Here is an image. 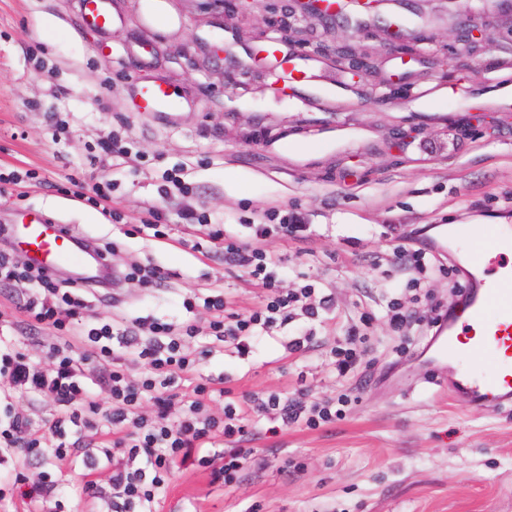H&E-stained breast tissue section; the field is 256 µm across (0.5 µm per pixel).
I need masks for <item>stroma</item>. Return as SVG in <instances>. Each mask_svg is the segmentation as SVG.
I'll return each mask as SVG.
<instances>
[{"label":"stroma","mask_w":512,"mask_h":512,"mask_svg":"<svg viewBox=\"0 0 512 512\" xmlns=\"http://www.w3.org/2000/svg\"><path fill=\"white\" fill-rule=\"evenodd\" d=\"M167 3L173 28L145 20L141 0H112L120 20L98 31L80 26V0H0V166L38 175L21 201H0V224L36 211L112 243L115 263L163 266L172 274L165 286L129 281L86 299L104 322L146 317L178 330L209 321L205 297L243 314L266 296L225 263L212 235L248 237L273 208L299 214L308 229L273 242L284 257L274 276L288 288L315 285L330 307L263 336L245 356L204 331L189 338L179 391L208 404L222 389L238 401L343 388L354 401L341 420L316 428L274 434L269 421L250 419L240 445L251 455L229 482L216 475L220 461L173 458L155 512H512V403L464 405L426 356L395 358L402 338L419 336L431 304L462 308L471 281L437 264L416 291L392 256L415 228L424 230L415 247L430 252L438 224L512 225V0H381L372 13L347 0L343 22L305 16L299 0ZM472 26L488 36L469 49L457 34ZM272 41L278 54L265 51ZM348 44L371 62L357 81L336 61ZM286 54L314 61L306 83L290 90L277 81ZM143 80L175 87L176 120L135 112ZM60 117L69 127L57 144ZM412 127L415 138L400 142ZM117 130L131 139L130 153L97 156ZM230 170L247 176L232 193ZM73 175L90 187L111 178L116 220L59 191ZM152 206L165 221L148 236L140 219ZM190 206L207 214V226L183 220ZM392 297L417 316L402 338L384 316ZM23 303L20 288L0 283L1 371L37 343L43 360L58 359L65 343L91 366L151 382L148 367L90 336L91 321L21 330ZM364 313L372 316L366 351L337 383L329 351ZM304 332L308 346L288 352V339ZM73 431L0 462V512H112L111 498L95 492L105 474L87 472ZM36 473L54 485L50 497H31Z\"/></svg>","instance_id":"35a3bbf8"}]
</instances>
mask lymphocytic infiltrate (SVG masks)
I'll return each instance as SVG.
<instances>
[{
  "instance_id": "obj_1",
  "label": "lymphocytic infiltrate",
  "mask_w": 512,
  "mask_h": 512,
  "mask_svg": "<svg viewBox=\"0 0 512 512\" xmlns=\"http://www.w3.org/2000/svg\"><path fill=\"white\" fill-rule=\"evenodd\" d=\"M292 226L288 217L275 224H256L250 238L224 240V260L244 268L263 288L269 298L259 308L245 315L232 313L210 324L215 335L223 342L245 353L257 330L284 327L302 316L313 320L320 310L326 309L330 299L312 286L300 288L280 287L270 273L278 266L282 256L267 248L268 240L287 236ZM79 247L94 252L108 261L113 253L111 243L93 238L78 239ZM168 270L157 265H135L128 269L110 265L108 275L95 281L67 272H48L31 267L16 254L11 243L8 225L0 224V280L14 281L25 291L27 299L22 310L36 323H44L56 316L78 314L81 303L68 301L60 304L57 296L61 289L93 292L95 288H109L124 281L165 285ZM139 336L129 331L103 324L92 329L96 339L117 340L121 348L130 350L133 360L156 370L154 393L143 398L141 388L133 381L114 375L106 367L90 368L85 354L77 353L44 366L34 364L30 357L17 361L5 378L0 379V394L7 397V428L0 429V454L32 451L38 444L34 430L10 397L21 395L51 399L63 409V414L46 426L48 433H60L64 424H72L76 431L89 428V421L79 413V406L97 410L98 393L110 395L112 404L105 415L112 427L110 443L112 470L107 486L113 498L138 500L142 512H152L156 490L164 484L163 472L167 467L162 449L191 456L211 444L215 430H222L225 440L241 433L245 417H262L270 422L290 426L305 423L310 427L340 418L341 409L348 403L347 395L317 398L302 395L295 398L254 394L240 402H227L220 415L207 413L206 405L198 399L175 401L172 392L178 388L188 365L185 359L174 358L175 343L169 342L170 325L139 322ZM93 379L98 393L86 391L81 382Z\"/></svg>"
}]
</instances>
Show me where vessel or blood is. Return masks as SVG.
<instances>
[{"mask_svg": "<svg viewBox=\"0 0 512 512\" xmlns=\"http://www.w3.org/2000/svg\"><path fill=\"white\" fill-rule=\"evenodd\" d=\"M86 25L112 26L117 17L111 0H81ZM309 58L286 60L283 83L306 78ZM181 108L176 92L165 82L150 81L138 89L135 109L150 117H175ZM17 250L33 266L50 271L77 263L82 252L64 225L48 224L38 215L11 227ZM441 240L455 245L469 261L474 283L462 317H449L431 338L428 349L444 384L456 398L484 407L512 402V268L494 274L488 253H512L508 224H445Z\"/></svg>", "mask_w": 512, "mask_h": 512, "instance_id": "1", "label": "vessel or blood"}]
</instances>
